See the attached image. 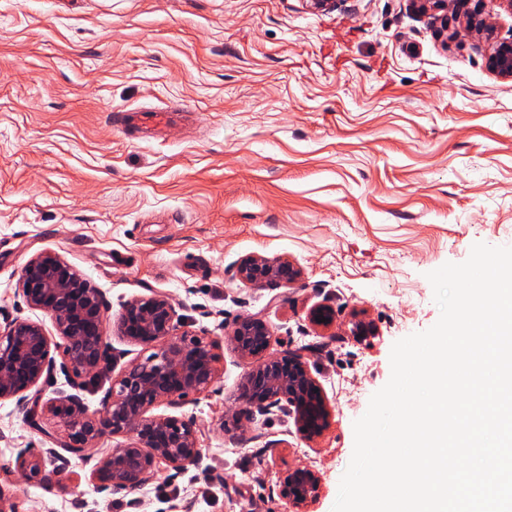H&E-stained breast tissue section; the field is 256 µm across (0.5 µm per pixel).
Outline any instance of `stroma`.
Masks as SVG:
<instances>
[{"mask_svg": "<svg viewBox=\"0 0 512 512\" xmlns=\"http://www.w3.org/2000/svg\"><path fill=\"white\" fill-rule=\"evenodd\" d=\"M412 0H0V326H54L23 295L36 254L62 256L107 308L106 357L78 378L54 359L43 400L102 409L112 380L147 349L123 339V304L169 295L183 327L219 340L217 381L151 415L192 420L199 460L115 492L92 473L124 436L60 465L62 423L0 400V487L19 512H332L353 423L390 378L397 340L440 310L427 274L476 243L512 247V79L484 39L442 44ZM184 109L164 132H125L117 111ZM247 255L283 257L293 284L237 274ZM333 308L322 329L311 308ZM262 318L270 354L298 350L329 425L307 438L279 411L223 428L248 360L228 342ZM374 335L357 336L360 319ZM37 455L52 474L18 467ZM315 498L284 494L294 468ZM318 476L307 468H296L288 474L285 494L294 503L301 504L318 490Z\"/></svg>", "mask_w": 512, "mask_h": 512, "instance_id": "35a3bbf8", "label": "stroma"}]
</instances>
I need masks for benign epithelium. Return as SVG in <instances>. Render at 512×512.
<instances>
[{"label": "benign epithelium", "instance_id": "obj_1", "mask_svg": "<svg viewBox=\"0 0 512 512\" xmlns=\"http://www.w3.org/2000/svg\"><path fill=\"white\" fill-rule=\"evenodd\" d=\"M455 2L466 6L467 30L483 31V0ZM413 3L448 29V0ZM488 67L494 74L512 79V40L492 44ZM237 275L251 285L288 284L300 278L301 271L286 258L251 255L241 260ZM22 281L28 306L49 316L60 341L51 343L44 327L27 319H16L0 329V399L36 386L49 370L53 348L76 377L96 372L106 353L102 294L64 258L51 252L35 255L24 267ZM178 320L176 307L165 294L128 302L118 318L120 335L151 353L113 379L101 410L91 412L64 395L49 404L65 425L62 446L72 455L84 456L93 442L105 436H131L132 443L112 449L93 473L94 479L104 481L116 492L135 491L150 483L159 463L181 469L201 455L192 421L147 415L156 403L177 405L191 393L208 390L218 376L219 341L178 331ZM272 340L269 326L255 317L238 320L229 337L241 357L256 359L237 395L240 415L251 419L275 407L294 417L307 435L321 434L329 413L317 381L301 354L287 351L279 357L258 358ZM19 469L30 480L51 482L39 457L19 461ZM318 486L314 472L296 468L288 474L285 494L300 504L314 496Z\"/></svg>", "mask_w": 512, "mask_h": 512}]
</instances>
